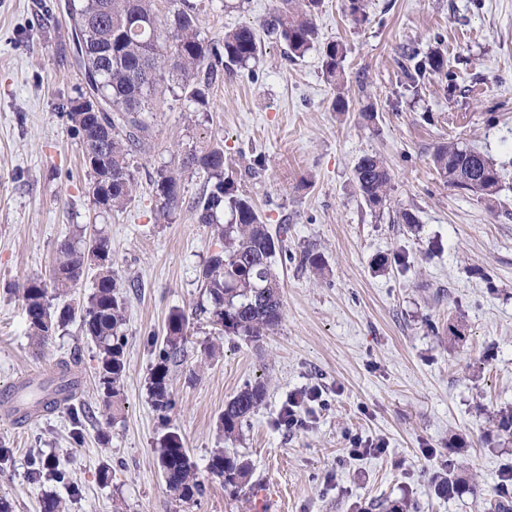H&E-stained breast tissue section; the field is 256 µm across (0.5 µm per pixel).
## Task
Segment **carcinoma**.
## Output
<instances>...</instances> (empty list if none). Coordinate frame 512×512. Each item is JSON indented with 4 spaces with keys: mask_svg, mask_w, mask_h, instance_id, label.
<instances>
[{
    "mask_svg": "<svg viewBox=\"0 0 512 512\" xmlns=\"http://www.w3.org/2000/svg\"><path fill=\"white\" fill-rule=\"evenodd\" d=\"M156 0H77L71 3L72 16L87 23V48L80 59L82 74L95 76L101 96L108 101L104 115L88 112L84 96L69 101L63 115L82 147L83 165L90 176V202L104 213L124 209L135 197L136 182L131 158L146 150L152 137V113L157 111L161 88L172 84L186 94L194 111L206 112L212 86L224 77L238 74L258 54L259 31L279 35L288 45V57L301 58L319 43L316 15L322 0H279L278 6L258 24H241L224 33V39L210 43L201 38L197 0H169L168 14H161ZM346 47L338 42L323 46L321 72L325 82L337 90L332 109H345L342 92ZM398 66L409 84L418 87L438 80L455 88L456 74L448 67L441 50L427 54L413 44L400 49ZM432 163L448 186L457 188L491 204L500 190V172L480 150L448 141L436 148ZM201 171L206 189L193 203L197 223L209 226L220 243L199 272L208 305L202 312L211 323L219 324L218 338L242 337L258 342L278 329L283 318L282 286L274 270L276 253L286 251L288 227L278 234L269 232L248 196L239 192L224 174V147L218 143L206 149L183 153L175 168L156 172L155 188L159 218L168 219L182 200L183 174ZM358 194L367 206L386 204L392 175L384 160L376 155L362 157L354 167ZM229 221H224V213ZM94 272L93 289L87 298L74 300L58 311L50 298L74 296L82 279ZM26 315L28 335L39 346L47 345L67 325L79 322L83 336L96 349L95 377L102 393L103 416L111 424L123 405L122 382L125 375L126 303L118 277L112 267V240L103 231L89 240L64 238L56 242L49 278H27L18 288ZM189 318L182 311L170 313L166 336L156 353V363L148 378V397L154 411L165 415L174 406L172 372L186 359ZM74 358L57 363L55 375L35 389L34 403L45 411L57 409L54 395L68 387L75 375ZM265 386L249 384L224 405L217 429L229 437L249 424L264 402ZM80 435L82 421L89 412L81 404L65 405ZM157 464L167 489L179 500L202 496L205 482L176 432L159 439ZM57 480L66 478L61 464L47 461L30 472L32 480L43 476V468ZM456 462L450 459L443 475L436 478L437 491L448 497L460 492L455 478ZM208 474L223 486L238 489L248 483L250 465L212 450ZM489 512H512V494L496 492L485 501Z\"/></svg>",
    "mask_w": 512,
    "mask_h": 512,
    "instance_id": "obj_1",
    "label": "carcinoma"
}]
</instances>
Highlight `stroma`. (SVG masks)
Returning <instances> with one entry per match:
<instances>
[{
    "label": "stroma",
    "instance_id": "35a3bbf8",
    "mask_svg": "<svg viewBox=\"0 0 512 512\" xmlns=\"http://www.w3.org/2000/svg\"><path fill=\"white\" fill-rule=\"evenodd\" d=\"M346 2L323 0L316 18L321 41L348 49L346 111L332 109L320 48L292 60L283 39L262 35L257 60L212 88L208 111L166 93L152 144L134 157V200L99 217L85 193L81 145L60 115L84 90L67 15L59 0H0V391L21 374L48 376L75 353L79 400L101 408L94 346L78 323L39 349L15 290L47 276L57 240L105 230L127 297L124 404L108 429L84 423L77 443L64 412L24 427L0 416V499L11 512H41L47 497L65 512H258L262 486L272 512H369L407 500L420 512H484L485 494L512 466V444L495 422L512 408V0H368L360 25ZM275 4L202 0L201 35L222 41ZM410 42L444 50L455 91L408 87L396 59ZM369 105L371 123L360 117ZM450 139L504 165L492 206L448 187L431 166ZM216 142L226 175L268 230L287 227L288 251L275 258L284 303L277 332L256 343L224 338L222 354L207 361L198 344L213 330L199 311L198 275L220 245L192 211L205 178L186 177L167 224L155 221L152 179L177 145ZM366 154L392 174L380 209L354 190ZM257 156L265 168L253 178L247 168ZM402 209L417 215V228L393 223ZM307 248L321 255L322 275L300 267ZM176 310L188 315L195 346L173 375L176 406L163 421L147 382ZM452 322L468 337L460 352L448 343ZM258 379L267 394L250 427L220 438L225 402ZM300 393L304 424L290 428L281 413ZM169 431L183 437L199 475L215 448L241 456L251 465L248 487L213 482L200 500L176 499L157 466V442ZM353 437L385 449L350 457ZM35 458L60 461L67 483L29 480ZM449 458L466 484L451 498L432 482Z\"/></svg>",
    "mask_w": 512,
    "mask_h": 512
}]
</instances>
